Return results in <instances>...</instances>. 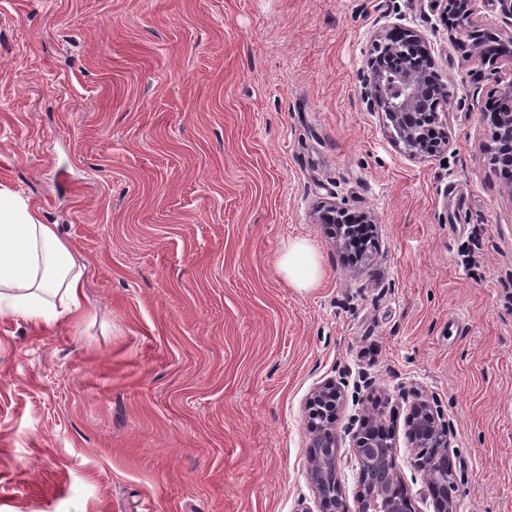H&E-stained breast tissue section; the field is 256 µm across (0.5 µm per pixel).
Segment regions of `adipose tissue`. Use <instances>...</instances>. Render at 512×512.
I'll list each match as a JSON object with an SVG mask.
<instances>
[{
  "label": "adipose tissue",
  "instance_id": "adipose-tissue-1",
  "mask_svg": "<svg viewBox=\"0 0 512 512\" xmlns=\"http://www.w3.org/2000/svg\"><path fill=\"white\" fill-rule=\"evenodd\" d=\"M279 267L289 283L313 287L320 279L315 250L291 244ZM83 268L56 225L41 223L18 195L0 189V316L20 315L52 326L82 316Z\"/></svg>",
  "mask_w": 512,
  "mask_h": 512
}]
</instances>
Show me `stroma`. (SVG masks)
<instances>
[{
	"instance_id": "1",
	"label": "stroma",
	"mask_w": 512,
	"mask_h": 512,
	"mask_svg": "<svg viewBox=\"0 0 512 512\" xmlns=\"http://www.w3.org/2000/svg\"><path fill=\"white\" fill-rule=\"evenodd\" d=\"M429 41L450 146L414 159L361 99L372 35ZM496 87L429 0H0V189L57 225L86 313L0 317V512H315L307 399L352 435L417 397L450 426L458 512H512V183ZM375 221L356 268L315 221ZM309 241L318 284L278 270ZM345 212L347 211L337 208L336 203H328L327 205H322L318 210L317 221L319 224H325L326 229L329 228L331 230V235H333L334 238L337 237L340 245L346 249L351 242L350 236L336 234V226H339V224L336 225V223H339L336 217Z\"/></svg>"
}]
</instances>
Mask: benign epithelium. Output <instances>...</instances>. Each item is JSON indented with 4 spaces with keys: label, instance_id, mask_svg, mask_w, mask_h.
I'll list each match as a JSON object with an SVG mask.
<instances>
[{
    "label": "benign epithelium",
    "instance_id": "7a95c632",
    "mask_svg": "<svg viewBox=\"0 0 512 512\" xmlns=\"http://www.w3.org/2000/svg\"><path fill=\"white\" fill-rule=\"evenodd\" d=\"M446 26L448 40L465 50L463 60L476 56L482 65L500 74L503 59L512 65V0H431ZM496 12L504 27L493 34L483 28L482 13ZM364 98L369 109L381 114L396 143L412 158L432 156L448 149L445 131L450 93L438 72L427 39L420 31L402 25L383 27L371 40L366 59ZM491 165L496 172L512 171V106L494 115ZM345 210L323 205L317 221L331 230L340 245L351 238L336 233V217ZM344 393L329 380L311 393L307 473L319 512H349L339 477V440L336 416ZM406 439L417 449L413 464L423 471L433 512H457L451 494L455 473L451 462L448 423L430 401L418 398L406 421ZM396 433L383 428L379 413L360 418L353 439L359 464L356 512H414L396 463Z\"/></svg>",
    "mask_w": 512,
    "mask_h": 512
}]
</instances>
